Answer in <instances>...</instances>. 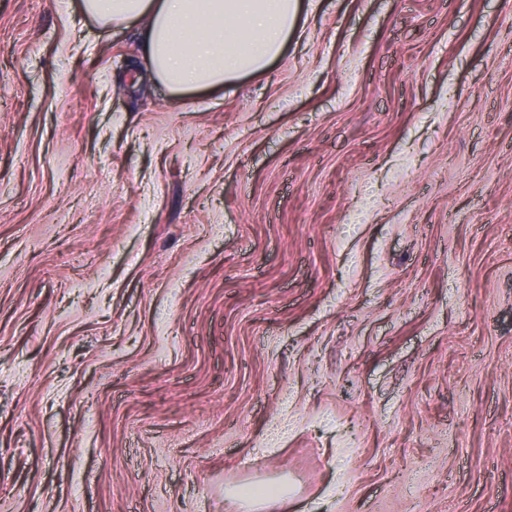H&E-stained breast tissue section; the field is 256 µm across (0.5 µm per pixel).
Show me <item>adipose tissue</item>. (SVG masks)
Listing matches in <instances>:
<instances>
[{
    "label": "adipose tissue",
    "mask_w": 512,
    "mask_h": 512,
    "mask_svg": "<svg viewBox=\"0 0 512 512\" xmlns=\"http://www.w3.org/2000/svg\"><path fill=\"white\" fill-rule=\"evenodd\" d=\"M298 0H80L105 27L141 22V47L153 78L173 92L223 87L263 72L288 45ZM235 512H268L288 500L283 482L226 489Z\"/></svg>",
    "instance_id": "ef3b65f1"
}]
</instances>
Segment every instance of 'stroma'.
Returning a JSON list of instances; mask_svg holds the SVG:
<instances>
[{
  "mask_svg": "<svg viewBox=\"0 0 512 512\" xmlns=\"http://www.w3.org/2000/svg\"><path fill=\"white\" fill-rule=\"evenodd\" d=\"M300 2L177 96L0 0V512H512V0ZM225 497L236 512H263L275 504L288 501V485L284 482L257 483L247 487H233Z\"/></svg>",
  "mask_w": 512,
  "mask_h": 512,
  "instance_id": "35a3bbf8",
  "label": "stroma"
}]
</instances>
